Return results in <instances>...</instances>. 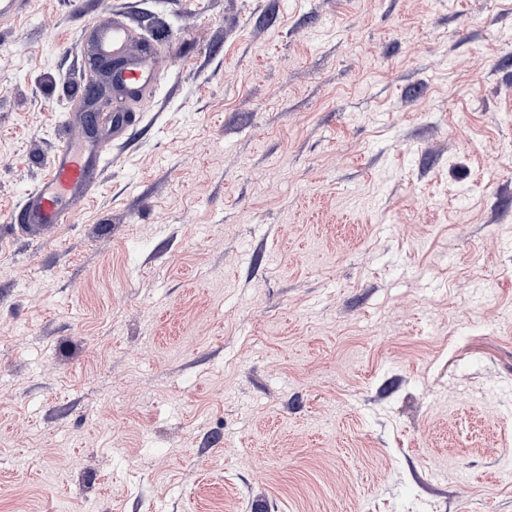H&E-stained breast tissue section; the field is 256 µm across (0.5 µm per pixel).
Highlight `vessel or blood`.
Wrapping results in <instances>:
<instances>
[{
  "label": "vessel or blood",
  "instance_id": "vessel-or-blood-1",
  "mask_svg": "<svg viewBox=\"0 0 512 512\" xmlns=\"http://www.w3.org/2000/svg\"><path fill=\"white\" fill-rule=\"evenodd\" d=\"M91 51L119 63L112 75V118L99 136L91 137L84 129L85 117L75 115L78 131L61 137L48 171L11 212L9 231L13 236L53 241L63 224L88 207L98 190L102 168L110 159L107 145L120 139L136 121L132 105L141 101L155 82V67L134 47L132 31L121 19L94 24Z\"/></svg>",
  "mask_w": 512,
  "mask_h": 512
}]
</instances>
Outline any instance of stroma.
Here are the masks:
<instances>
[{
	"instance_id": "35a3bbf8",
	"label": "stroma",
	"mask_w": 512,
	"mask_h": 512,
	"mask_svg": "<svg viewBox=\"0 0 512 512\" xmlns=\"http://www.w3.org/2000/svg\"><path fill=\"white\" fill-rule=\"evenodd\" d=\"M112 13L140 120L0 238V512H512V0H27L0 227Z\"/></svg>"
}]
</instances>
